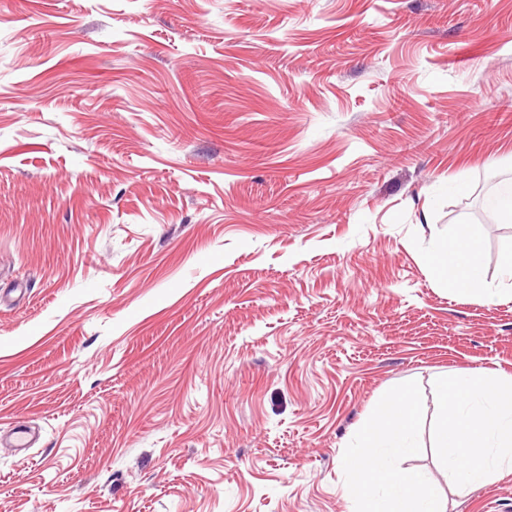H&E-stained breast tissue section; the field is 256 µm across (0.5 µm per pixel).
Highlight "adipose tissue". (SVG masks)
I'll use <instances>...</instances> for the list:
<instances>
[{"instance_id": "ef3b65f1", "label": "adipose tissue", "mask_w": 512, "mask_h": 512, "mask_svg": "<svg viewBox=\"0 0 512 512\" xmlns=\"http://www.w3.org/2000/svg\"><path fill=\"white\" fill-rule=\"evenodd\" d=\"M434 257L439 276L464 284L465 295L512 301V287L486 281L472 225L453 228ZM438 408L434 441L449 486L467 494L512 475V375L478 369L447 379ZM418 414L411 393L386 399L369 436L351 449L347 489L358 512H447L432 477L404 464L415 447Z\"/></svg>"}]
</instances>
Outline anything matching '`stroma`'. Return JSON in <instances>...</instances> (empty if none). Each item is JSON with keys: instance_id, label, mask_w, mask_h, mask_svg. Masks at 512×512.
<instances>
[{"instance_id": "stroma-1", "label": "stroma", "mask_w": 512, "mask_h": 512, "mask_svg": "<svg viewBox=\"0 0 512 512\" xmlns=\"http://www.w3.org/2000/svg\"><path fill=\"white\" fill-rule=\"evenodd\" d=\"M509 178L512 0H0V512H354L400 391L438 474L512 301L431 251L474 225L499 283ZM487 208L501 224L512 223V180L499 183L486 197Z\"/></svg>"}]
</instances>
